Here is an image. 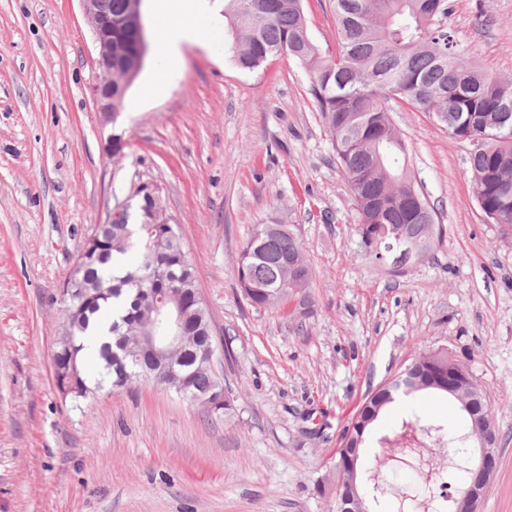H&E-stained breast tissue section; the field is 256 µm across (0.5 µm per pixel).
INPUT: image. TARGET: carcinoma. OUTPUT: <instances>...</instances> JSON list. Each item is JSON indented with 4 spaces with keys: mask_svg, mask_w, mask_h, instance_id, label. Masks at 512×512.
<instances>
[{
    "mask_svg": "<svg viewBox=\"0 0 512 512\" xmlns=\"http://www.w3.org/2000/svg\"><path fill=\"white\" fill-rule=\"evenodd\" d=\"M112 17V111L123 109L129 85L143 67L130 0H99ZM336 56L327 59L309 37L302 0H224L230 48L238 66L253 71L272 57L297 61L312 79V94L359 214L357 231L366 254L380 259L375 239L401 226L433 248L441 228L406 164L407 146L393 124L388 101L428 112L450 133L473 146L469 157L472 195L484 215L512 231V80L491 75L469 56L448 30V0H333ZM138 205L112 224L93 225L76 254L77 267L65 278L63 318L53 351L55 387L78 404L96 393L151 381L171 393L184 387L182 400L212 394L222 408L211 418L234 412V395L210 367L204 350L215 347L194 264L184 251L178 225L164 223L145 192ZM241 295L252 307L284 305L296 326L305 324L311 303L312 273L294 224H257L236 263ZM178 295L187 311V347L177 353L175 376L149 372L148 358L128 349L160 293ZM112 320V342L101 344L98 376L82 364L85 337L96 322ZM414 378L426 390L448 378V352L412 359ZM402 393L396 383L372 393L343 436L364 439L380 412ZM470 416L451 443H476Z\"/></svg>",
    "mask_w": 512,
    "mask_h": 512,
    "instance_id": "1",
    "label": "carcinoma"
}]
</instances>
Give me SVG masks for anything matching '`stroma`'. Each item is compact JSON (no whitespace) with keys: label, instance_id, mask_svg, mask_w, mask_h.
I'll list each match as a JSON object with an SVG mask.
<instances>
[{"label":"stroma","instance_id":"obj_1","mask_svg":"<svg viewBox=\"0 0 512 512\" xmlns=\"http://www.w3.org/2000/svg\"><path fill=\"white\" fill-rule=\"evenodd\" d=\"M312 42L334 55L331 0H303ZM448 26L475 62L512 79V0H449ZM213 37L183 44L138 111L106 121L88 92L94 40L81 0H0V512H336L329 479L364 397L439 349L485 388L499 465L479 512H512V235L470 188L469 142L432 115L390 102L411 169L442 227L405 265L365 254L350 187L294 60L241 69ZM122 149L113 152L112 139ZM152 183L194 261L224 380L226 420L155 384L75 405L57 393L59 289L87 229ZM258 224L298 225L313 274L309 317L254 308L236 260ZM457 428L454 399L390 404L358 461L406 512H449L465 472L410 412Z\"/></svg>","mask_w":512,"mask_h":512}]
</instances>
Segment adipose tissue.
Here are the masks:
<instances>
[{"label": "adipose tissue", "instance_id": "adipose-tissue-1", "mask_svg": "<svg viewBox=\"0 0 512 512\" xmlns=\"http://www.w3.org/2000/svg\"><path fill=\"white\" fill-rule=\"evenodd\" d=\"M180 21L168 22V8L165 0H154L153 10L161 23L158 38L163 48L162 58L165 69L174 68L180 59L182 43L197 40L209 30V15L200 0H181Z\"/></svg>", "mask_w": 512, "mask_h": 512}]
</instances>
